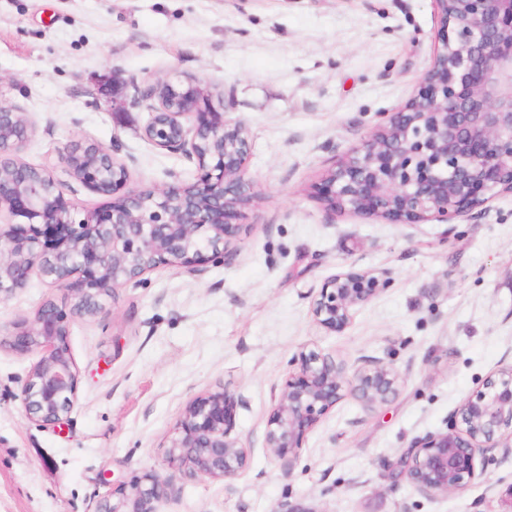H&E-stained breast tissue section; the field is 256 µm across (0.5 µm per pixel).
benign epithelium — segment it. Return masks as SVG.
<instances>
[{"label": "benign epithelium", "mask_w": 512, "mask_h": 512, "mask_svg": "<svg viewBox=\"0 0 512 512\" xmlns=\"http://www.w3.org/2000/svg\"><path fill=\"white\" fill-rule=\"evenodd\" d=\"M444 29L418 92L351 153L334 162L323 188L332 208L391 221L452 224L464 212L502 192H512V0H433ZM151 118L143 128L153 145L178 151L197 166L188 185L120 193L127 167L99 148L103 164L83 165L86 145L64 154L67 174L111 198L102 209L79 212L63 183L31 166L0 179V297L23 288L37 271L64 291L65 310L48 300L34 318H21L8 336L21 354H39L21 390L26 416L42 425L67 419L78 396L69 322L103 311L101 300L147 271L167 265L188 272L229 256L237 221L257 199L245 177L249 134L239 121L211 105L207 85L158 80L145 91ZM194 116L192 124L183 119ZM207 130L224 150L201 153ZM381 281L347 269L330 277L313 303L321 326L341 332L353 310L370 300ZM268 420L265 447L292 463L305 434L348 388L365 405L399 393L398 372L379 361L348 371L328 354L303 350ZM234 400L215 391L192 400L177 422L166 452L167 469H151L112 487L98 512H160L173 475L226 480L248 465L234 431ZM460 426L412 443L387 465L388 478L406 480L428 494L447 495L476 477L477 455L512 436V368L488 377L459 409Z\"/></svg>", "instance_id": "benign-epithelium-1"}]
</instances>
